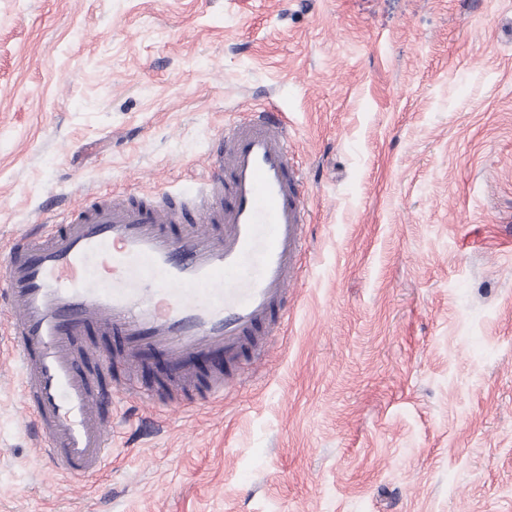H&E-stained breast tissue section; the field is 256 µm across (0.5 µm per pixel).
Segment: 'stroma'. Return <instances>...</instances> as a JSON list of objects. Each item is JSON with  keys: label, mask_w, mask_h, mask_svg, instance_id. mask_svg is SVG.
<instances>
[{"label": "stroma", "mask_w": 512, "mask_h": 512, "mask_svg": "<svg viewBox=\"0 0 512 512\" xmlns=\"http://www.w3.org/2000/svg\"><path fill=\"white\" fill-rule=\"evenodd\" d=\"M263 102L306 174L246 386L112 413L72 479L0 364V512H512V0H0V249L98 190L193 193Z\"/></svg>", "instance_id": "obj_1"}]
</instances>
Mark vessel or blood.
I'll list each match as a JSON object with an SVG mask.
<instances>
[{
    "label": "vessel or blood",
    "instance_id": "b4317fda",
    "mask_svg": "<svg viewBox=\"0 0 512 512\" xmlns=\"http://www.w3.org/2000/svg\"><path fill=\"white\" fill-rule=\"evenodd\" d=\"M212 168L192 197L85 195L65 220L13 238L0 251L6 350L20 363L23 405L35 414L42 456L72 477L106 465L112 414L102 368L161 352L170 370L151 386L126 376L111 392L179 405L223 396L243 365L262 362L288 317L307 251L303 174L287 123L257 104L227 126ZM187 225L181 238L168 229ZM96 327L118 357L85 361L76 336ZM223 355L222 373L199 380L195 355Z\"/></svg>",
    "mask_w": 512,
    "mask_h": 512
}]
</instances>
